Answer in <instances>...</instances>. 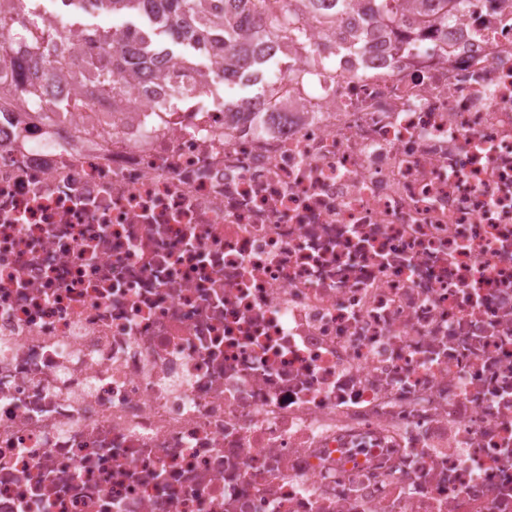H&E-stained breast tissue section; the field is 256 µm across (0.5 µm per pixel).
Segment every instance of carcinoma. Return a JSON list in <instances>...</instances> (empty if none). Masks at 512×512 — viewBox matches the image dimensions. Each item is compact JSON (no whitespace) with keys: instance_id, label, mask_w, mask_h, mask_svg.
<instances>
[{"instance_id":"carcinoma-1","label":"carcinoma","mask_w":512,"mask_h":512,"mask_svg":"<svg viewBox=\"0 0 512 512\" xmlns=\"http://www.w3.org/2000/svg\"><path fill=\"white\" fill-rule=\"evenodd\" d=\"M22 14L20 23L5 14L0 0V65L10 61L8 31L30 38L41 49L56 43L50 12L40 7V0H10ZM101 10L128 18L141 17L148 29L133 28L129 39L112 40V48H100L91 63L94 87L103 92L123 79L128 63L135 57L149 55L154 45L163 43L173 54L205 66L210 58L224 54V82H234L247 68H263L258 58L262 46L270 48L288 39H299L304 29L296 25L297 8L279 10L281 0H223L224 14L213 18L211 0H95ZM306 9L336 17L347 14L354 0H299ZM373 18L394 23L403 15L405 0H363ZM426 7L419 15L422 25L448 22V13L456 0H423Z\"/></svg>"}]
</instances>
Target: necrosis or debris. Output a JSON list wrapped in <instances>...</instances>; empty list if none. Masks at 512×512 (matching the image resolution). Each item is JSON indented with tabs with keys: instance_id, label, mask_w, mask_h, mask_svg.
I'll return each instance as SVG.
<instances>
[{
	"instance_id": "1",
	"label": "necrosis or debris",
	"mask_w": 512,
	"mask_h": 512,
	"mask_svg": "<svg viewBox=\"0 0 512 512\" xmlns=\"http://www.w3.org/2000/svg\"><path fill=\"white\" fill-rule=\"evenodd\" d=\"M420 9L232 118L222 59L92 95L67 10L16 40L0 512H512V0ZM425 2L426 7L419 15L418 22L422 25L434 23L448 24V13L456 7V0H420Z\"/></svg>"
}]
</instances>
